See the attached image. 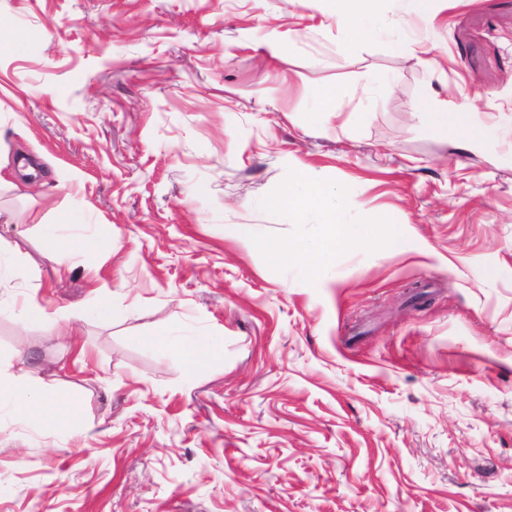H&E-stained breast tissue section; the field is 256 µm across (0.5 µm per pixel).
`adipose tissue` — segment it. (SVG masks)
Returning a JSON list of instances; mask_svg holds the SVG:
<instances>
[{
    "mask_svg": "<svg viewBox=\"0 0 512 512\" xmlns=\"http://www.w3.org/2000/svg\"><path fill=\"white\" fill-rule=\"evenodd\" d=\"M374 2L326 0L327 12L352 25L359 35L367 36L378 26ZM271 204L286 212L292 224L304 223L311 214L319 217L320 233L299 245L293 246L281 241H264L260 244L273 261L302 265L313 278L318 277L322 268L335 264L336 255L340 251L360 250L373 241L384 256L390 257L405 251L407 246V224L387 220L380 223L378 235H371L369 225L349 220L341 193L329 188L313 175L304 176L289 186L287 192L273 198ZM148 341L163 352L180 356L189 368L194 369L202 363L216 339L212 336H178L171 329L162 327L155 330Z\"/></svg>",
    "mask_w": 512,
    "mask_h": 512,
    "instance_id": "obj_1",
    "label": "adipose tissue"
}]
</instances>
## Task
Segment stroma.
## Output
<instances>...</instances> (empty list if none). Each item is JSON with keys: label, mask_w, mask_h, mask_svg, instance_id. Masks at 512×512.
<instances>
[{"label": "stroma", "mask_w": 512, "mask_h": 512, "mask_svg": "<svg viewBox=\"0 0 512 512\" xmlns=\"http://www.w3.org/2000/svg\"><path fill=\"white\" fill-rule=\"evenodd\" d=\"M376 8L358 41L322 0H0V161L36 167L0 189V373L73 414L0 411V512H512V0ZM308 174L408 251L272 261L320 231L270 205ZM165 325L221 342L190 370ZM430 122L447 131L455 140H461L470 150L479 149L482 145L483 135L472 129L467 122L466 112L459 109H440L437 112H428ZM379 233L376 244L386 257H391L406 250L408 224L396 220L378 223ZM60 228L61 225L59 224L42 225V240L44 246L57 256L58 263L66 266L70 259V251L60 243L62 239ZM19 323L23 326L46 323L50 320L46 310L33 301H26L15 308Z\"/></svg>", "instance_id": "35a3bbf8"}]
</instances>
